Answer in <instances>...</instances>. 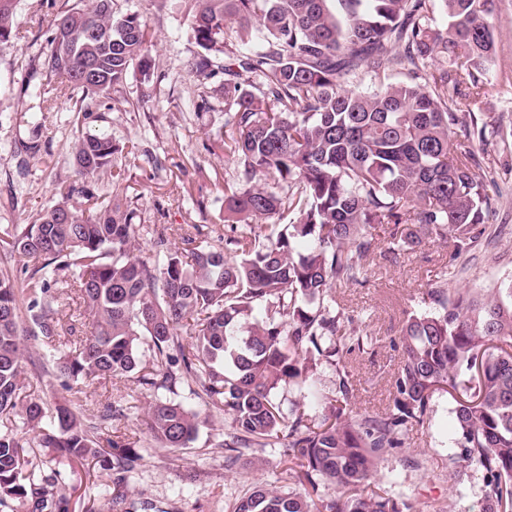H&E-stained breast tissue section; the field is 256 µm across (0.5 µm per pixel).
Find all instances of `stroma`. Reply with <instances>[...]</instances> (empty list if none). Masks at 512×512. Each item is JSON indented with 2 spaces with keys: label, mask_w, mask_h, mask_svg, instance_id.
<instances>
[{
  "label": "stroma",
  "mask_w": 512,
  "mask_h": 512,
  "mask_svg": "<svg viewBox=\"0 0 512 512\" xmlns=\"http://www.w3.org/2000/svg\"><path fill=\"white\" fill-rule=\"evenodd\" d=\"M78 0H19L18 25L24 33L14 46L0 49V236L15 226L33 223L52 205L62 183L76 179L72 146L79 132L93 130L119 145L114 172L93 179L101 196L118 192L138 213L135 241L138 255L154 260L151 243L162 227L195 225L196 242L220 245L224 235V191L238 184L240 166L224 155L229 116L224 109V75L197 77L191 63L199 52L191 39L179 0L157 10L152 0H117L125 11L142 15L156 40L150 50L149 78L132 71L110 97L97 98L88 111L67 98L51 110L35 109V100L22 86L26 71L40 68L46 52L44 22L77 5ZM494 55L487 77L493 96L467 99L461 112H483L512 129V0H499L492 20ZM41 148L30 155L24 148L32 134ZM503 198L490 214L487 240L452 259L453 247L420 236L401 248L372 255L367 277L348 288L334 289L345 316L372 339L366 352L349 358L352 411L381 410L391 401V377L398 361L393 348L403 321L422 305V292L439 287L449 264L461 274V288L481 289L512 276V177L502 183ZM42 337L27 340L22 383L26 392L47 400L65 397L61 379L46 361ZM165 390L147 391L127 379H100L80 396L88 413L122 407L114 427L136 438L141 458L123 486L136 512L153 505L160 512H229L255 483L282 486L287 449L243 450L226 466L222 447L230 421L194 394L193 385L176 388L178 401L196 411L199 432L187 447H159L148 435L144 420L150 402L167 398ZM451 404L439 398L429 423L410 432L404 447L391 451L383 472L397 478L392 490L405 494L416 512H477L483 497L481 479L466 472L458 483L448 481V430ZM40 475L57 471L69 503L67 512H110L113 471L100 462L91 469L71 468L67 461L38 451Z\"/></svg>",
  "instance_id": "1"
}]
</instances>
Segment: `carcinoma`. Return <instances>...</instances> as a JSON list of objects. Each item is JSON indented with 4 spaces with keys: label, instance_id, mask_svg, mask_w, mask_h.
Instances as JSON below:
<instances>
[{
    "label": "carcinoma",
    "instance_id": "cac0c4a2",
    "mask_svg": "<svg viewBox=\"0 0 512 512\" xmlns=\"http://www.w3.org/2000/svg\"><path fill=\"white\" fill-rule=\"evenodd\" d=\"M432 1L445 17L441 29L432 26ZM114 2L88 0L55 15L42 72L27 81L40 75L54 95L83 102L111 95L135 68L149 77L153 33ZM496 8V0H189V31L202 49L192 68L224 72L232 127L224 154L243 166V184L224 194V246H197L184 227H166L150 265L134 254L136 209L117 194L83 208L71 202L72 185L39 222L0 240L34 263L20 289L0 276V424L20 416L33 431L23 444L0 429L1 508L63 512L58 476L36 479L31 458L50 448L82 466L111 457L112 509L127 512L120 487L140 459L125 433L98 445L112 406L86 416L72 401L20 395L24 310L66 390L130 375L139 387L169 392L191 383L231 418L222 447L287 443L286 488L257 483L231 512H413L380 467L445 394L454 403L448 482L470 468L483 481L481 512H512V278L483 293L427 292L429 308L400 329L382 411L348 408L347 356L364 342L328 300L331 288L365 279L380 224L399 244L413 239L415 224L451 240L456 256L484 234L500 194L488 192L497 179L475 146L491 141L511 154L512 133L455 107L493 92L486 74ZM16 12L17 0H0L1 49L18 36ZM429 60L438 67L427 87L417 79ZM361 69L404 70L410 81L348 87L345 78ZM118 151L104 134H81L76 177L109 170ZM171 232L187 247L171 249ZM74 320L89 327L80 340L66 337ZM324 366L338 377L334 397L315 388ZM287 386L322 406L320 423H307L303 403L284 405ZM145 424L162 448H183L199 431L196 413L170 399L152 403ZM322 484L335 496H323Z\"/></svg>",
    "mask_w": 512,
    "mask_h": 512
}]
</instances>
